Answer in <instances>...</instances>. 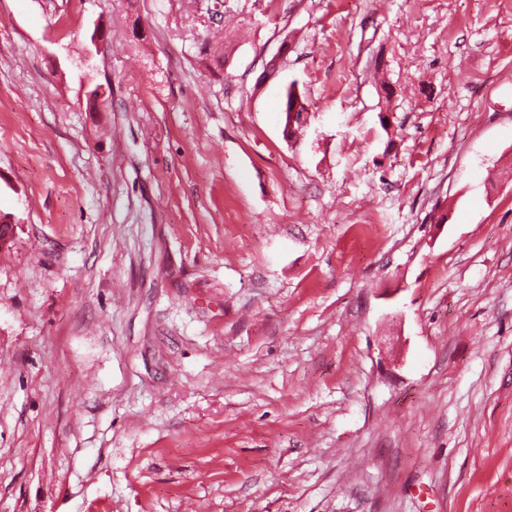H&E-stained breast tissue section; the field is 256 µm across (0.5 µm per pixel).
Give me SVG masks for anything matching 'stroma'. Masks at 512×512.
<instances>
[{"instance_id":"stroma-1","label":"stroma","mask_w":512,"mask_h":512,"mask_svg":"<svg viewBox=\"0 0 512 512\" xmlns=\"http://www.w3.org/2000/svg\"><path fill=\"white\" fill-rule=\"evenodd\" d=\"M223 3L0 0V512H512V0Z\"/></svg>"}]
</instances>
